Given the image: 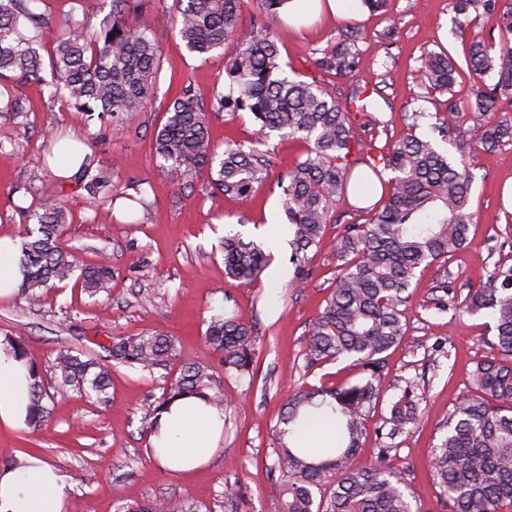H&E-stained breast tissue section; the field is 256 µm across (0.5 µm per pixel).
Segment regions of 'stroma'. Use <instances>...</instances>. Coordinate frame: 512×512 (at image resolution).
I'll list each match as a JSON object with an SVG mask.
<instances>
[{"mask_svg":"<svg viewBox=\"0 0 512 512\" xmlns=\"http://www.w3.org/2000/svg\"><path fill=\"white\" fill-rule=\"evenodd\" d=\"M173 0H144L142 11L168 36L160 51V73L152 107L127 124H111L95 116L65 110L50 100L46 88L14 80L9 89L26 106L24 114H0V235L21 237L29 206L46 186L61 191L69 213L63 240L88 262L106 251L112 265L110 288L89 296L68 281L44 288L39 302L23 292L0 300V336L23 338L30 361L43 380L49 417L38 433L0 427V470L18 465L21 456L44 459L66 478L64 512H115L136 500L189 497L202 512H278L271 491L276 455L271 437L293 386L306 381L333 387L356 380V369L338 362L305 368L302 350L308 326L322 310L336 263L330 249L309 253L304 270L292 264V231L282 208V190L274 178L302 158L307 145L299 139L271 134L265 144L273 179L260 186L243 205L212 190L206 177L175 182L152 152L154 132L165 121V109L182 86H190L199 103L208 104L215 90H228L225 56L215 50L189 53L173 27ZM54 30L73 19L85 20L95 34L110 7L105 0H44L40 6ZM452 0H387L376 12L325 14L300 28L277 23L274 37L287 74L319 85L342 98L353 85L378 90L393 102L382 111L384 125L365 134L374 148L404 136L412 112L445 111L456 100L467 111L473 93L467 72H460L454 97L425 89L418 73L429 52L447 50L463 60L468 39L499 43L505 30L498 15L476 6L469 12L464 36L455 33ZM360 31V65L341 78L319 70L311 52L338 39L346 25ZM394 38H387V29ZM211 140L217 149L235 141L249 144L256 126L249 112L211 115ZM75 136L111 167L112 182L122 192L109 219L76 183L57 177L47 152L56 140ZM473 174L470 208L471 241L448 260L418 275L405 309L406 343L389 351L379 402L367 420L358 465L374 462L383 444L382 427L405 386H412L422 414L417 426L390 442L386 466L401 472L412 505L419 512H447L432 477L431 446L439 426L470 390V373L487 350L481 342L493 321L487 315L462 313L470 289L495 263L512 264V144L467 157ZM262 244L273 261L260 278L240 285L224 272L227 234ZM152 276L142 279L141 266ZM451 285L443 294L441 284ZM447 310H438L437 298ZM237 310L252 313L257 334L254 376L224 373L223 356L209 346L205 330L212 316ZM158 332L172 338L177 358L146 374L119 366L111 372L110 405L98 404L83 392H57L53 368L59 342L78 344L100 355L110 337ZM212 366L224 379L227 408L224 437L209 463L178 475L163 468L148 451L149 437L140 418L152 410L163 388L182 363Z\"/></svg>","mask_w":512,"mask_h":512,"instance_id":"35a3bbf8","label":"stroma"}]
</instances>
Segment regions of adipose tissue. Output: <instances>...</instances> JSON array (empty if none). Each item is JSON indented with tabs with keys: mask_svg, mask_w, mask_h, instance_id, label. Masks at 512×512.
I'll list each match as a JSON object with an SVG mask.
<instances>
[{
	"mask_svg": "<svg viewBox=\"0 0 512 512\" xmlns=\"http://www.w3.org/2000/svg\"><path fill=\"white\" fill-rule=\"evenodd\" d=\"M31 374L26 360L0 341V426L25 427ZM224 435V417L201 400L184 398L159 415L151 455L178 474L204 467ZM65 482L56 468L29 457L0 471V512H63Z\"/></svg>",
	"mask_w": 512,
	"mask_h": 512,
	"instance_id": "1",
	"label": "adipose tissue"
}]
</instances>
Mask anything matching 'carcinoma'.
<instances>
[{"label":"carcinoma","mask_w":512,"mask_h":512,"mask_svg":"<svg viewBox=\"0 0 512 512\" xmlns=\"http://www.w3.org/2000/svg\"><path fill=\"white\" fill-rule=\"evenodd\" d=\"M289 0H260L250 27L240 21L242 0H175V27L187 50L204 55L224 51L225 70L237 94L215 90L211 111H248L257 125L254 145L229 144L216 151L208 133V110L184 86L169 103L166 121L153 137V154L178 181L207 175L213 186L239 201L251 199L267 182L272 169L259 149L271 133L299 138L308 144L306 157L280 177L282 204L294 228L293 259L298 270L308 252L325 246L324 232L336 205L353 195L367 200L373 212L365 224H346L331 244L336 275L325 306L312 321L303 349L308 368L346 360L360 378L336 387H298L289 394L274 436L276 462L272 479L278 512H414L400 473L383 465L391 447L382 444L378 461L360 467L365 420L380 399L387 352L406 336L404 306L417 274L448 260L468 243L474 215L469 211L471 174L457 152L492 149L512 141V124L495 113L512 103V40L493 47L481 40L470 43L464 63L473 82L466 125L453 100L460 66L448 53H431L420 70L425 88L448 95L445 112L415 111L409 133L377 156L360 152L362 134L382 121L378 91L352 89L345 101L321 87L284 75L273 27ZM41 0H0V79L13 73L41 79L37 47L51 44V97L62 98L68 109L98 113L115 122H129L154 98L163 33L145 24L128 23L139 0H111L99 32L88 36L84 23L72 20L64 36L50 32ZM359 35L346 28L343 37L315 49L313 63L340 77L352 76L359 64ZM428 134L418 132L422 126ZM393 176L384 180L383 172ZM97 207L116 200L112 169L85 155L72 177ZM25 228L19 285L31 299L51 282L72 278L93 297L108 288V264H83L63 245L68 211L62 196L46 188L23 209ZM260 245L238 236L224 238L226 274L243 284L256 281L269 265ZM471 315L488 313L494 334L483 337L484 360L476 364L468 396L448 412L439 427L432 453L433 477L448 512H512V265L498 263L487 281L463 304ZM253 317L243 313L215 315L205 332L208 345L223 355L224 373H254ZM107 358L141 372L153 373L174 356L173 340L160 333L114 336L104 347ZM58 389L90 390L97 400L109 401L110 370L93 355L71 345L56 350ZM30 392L28 425L38 429L47 419L45 391L36 365ZM199 397L222 411L224 388L211 366L189 362L166 382L160 404L141 419V430L157 431V416L170 402ZM322 416L336 425V447L320 458L286 440L300 424ZM419 403L409 390L391 409L388 436L412 431L419 421ZM117 512H200L191 498L148 499L117 506Z\"/></svg>","instance_id":"1"}]
</instances>
